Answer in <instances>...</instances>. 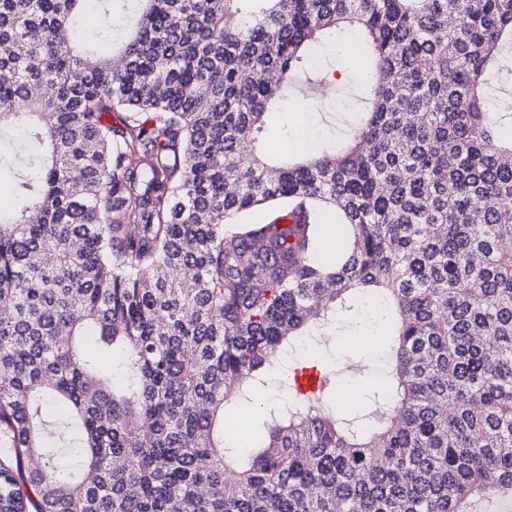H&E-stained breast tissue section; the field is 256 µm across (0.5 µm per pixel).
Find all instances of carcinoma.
<instances>
[{
  "mask_svg": "<svg viewBox=\"0 0 512 512\" xmlns=\"http://www.w3.org/2000/svg\"><path fill=\"white\" fill-rule=\"evenodd\" d=\"M80 2L0 0V135L42 158L0 209V512H479L511 493L512 113L489 115L486 85L512 0H132L120 68L74 39ZM349 32L364 119L337 152L269 163V106ZM368 290L389 358L370 403L336 410L330 381L266 408L264 444L227 446L229 399L257 400Z\"/></svg>",
  "mask_w": 512,
  "mask_h": 512,
  "instance_id": "cac0c4a2",
  "label": "carcinoma"
}]
</instances>
